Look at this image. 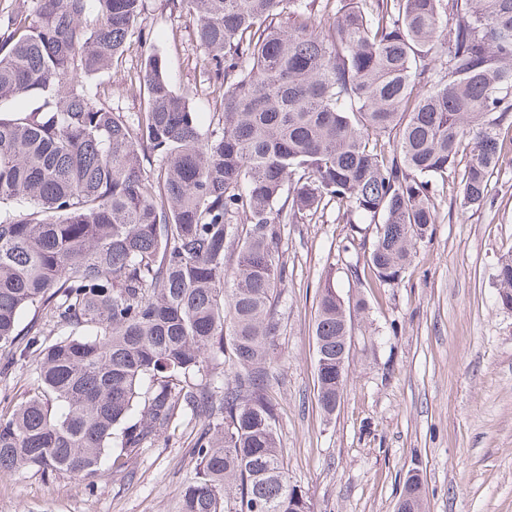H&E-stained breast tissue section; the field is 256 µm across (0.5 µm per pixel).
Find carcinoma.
Listing matches in <instances>:
<instances>
[{"instance_id": "cac0c4a2", "label": "carcinoma", "mask_w": 512, "mask_h": 512, "mask_svg": "<svg viewBox=\"0 0 512 512\" xmlns=\"http://www.w3.org/2000/svg\"><path fill=\"white\" fill-rule=\"evenodd\" d=\"M166 2L195 18L213 73L205 132L155 52L133 116L89 84L147 44L145 0H38L0 35V103L16 104L0 111V371L30 368L0 410V468L92 479L185 418L202 428L182 512H310L269 395L283 225L336 204L375 226L367 264L394 285L466 145L458 204L482 206L512 153V0ZM498 280L512 291L511 255ZM350 318L325 282L327 417ZM410 479L398 506L424 512Z\"/></svg>"}]
</instances>
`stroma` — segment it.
Returning <instances> with one entry per match:
<instances>
[{
  "label": "stroma",
  "mask_w": 512,
  "mask_h": 512,
  "mask_svg": "<svg viewBox=\"0 0 512 512\" xmlns=\"http://www.w3.org/2000/svg\"><path fill=\"white\" fill-rule=\"evenodd\" d=\"M138 25L151 40L96 78L102 98L116 112L143 110L138 87L122 77L148 48L176 90L194 92L208 123L209 74L191 16L146 0ZM459 192L449 177L440 220L395 286L367 266L374 228L345 223L336 206L283 229L290 275L272 394L291 480L313 512H396L412 469L424 479L428 512H512V309L496 285L499 260L512 254V162L498 167L482 207H456ZM328 277L345 303L367 305L351 316L347 381L329 418L317 401L313 339ZM195 439L179 424L133 451L126 470L91 482L38 466L0 469V512H181Z\"/></svg>",
  "instance_id": "1"
}]
</instances>
